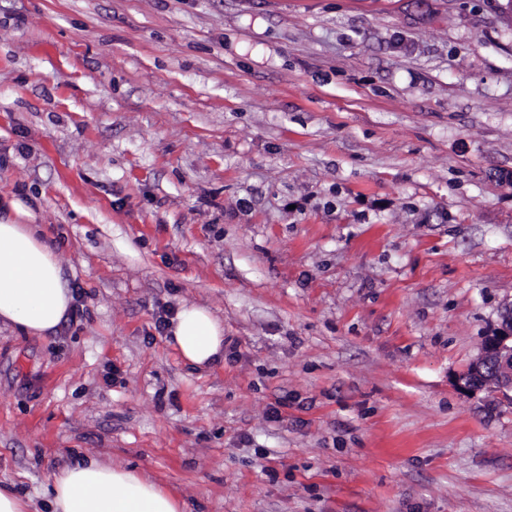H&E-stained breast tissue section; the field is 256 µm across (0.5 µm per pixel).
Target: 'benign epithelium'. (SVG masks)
<instances>
[{"mask_svg":"<svg viewBox=\"0 0 512 512\" xmlns=\"http://www.w3.org/2000/svg\"><path fill=\"white\" fill-rule=\"evenodd\" d=\"M467 390H491L512 402V301L501 313L500 326L486 338L480 356L459 376Z\"/></svg>","mask_w":512,"mask_h":512,"instance_id":"7a95c632","label":"benign epithelium"}]
</instances>
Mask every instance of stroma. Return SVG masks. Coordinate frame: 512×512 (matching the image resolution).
Masks as SVG:
<instances>
[{
	"label": "stroma",
	"instance_id": "1",
	"mask_svg": "<svg viewBox=\"0 0 512 512\" xmlns=\"http://www.w3.org/2000/svg\"><path fill=\"white\" fill-rule=\"evenodd\" d=\"M506 0H0V218L57 252L0 326V486L130 467L183 512H512ZM207 307L186 364L163 309ZM280 406L281 418H269ZM34 225L0 218V322L42 336L63 321L72 296L54 248ZM459 384L471 391L497 392L512 402V301L504 306L500 326L487 336L480 356L459 376ZM160 315L156 330L163 334L171 313ZM169 343L182 360L195 366L205 367L224 359V327L205 307L181 306L167 330Z\"/></svg>",
	"mask_w": 512,
	"mask_h": 512
}]
</instances>
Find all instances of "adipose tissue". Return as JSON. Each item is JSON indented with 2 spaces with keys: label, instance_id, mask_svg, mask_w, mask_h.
<instances>
[{
  "label": "adipose tissue",
  "instance_id": "adipose-tissue-1",
  "mask_svg": "<svg viewBox=\"0 0 512 512\" xmlns=\"http://www.w3.org/2000/svg\"><path fill=\"white\" fill-rule=\"evenodd\" d=\"M54 248L36 226L0 219V324L42 336L71 307ZM182 360L205 367L224 356V329L201 306H181L167 330ZM52 512H182L180 501L136 470L91 458L52 482Z\"/></svg>",
  "mask_w": 512,
  "mask_h": 512
}]
</instances>
